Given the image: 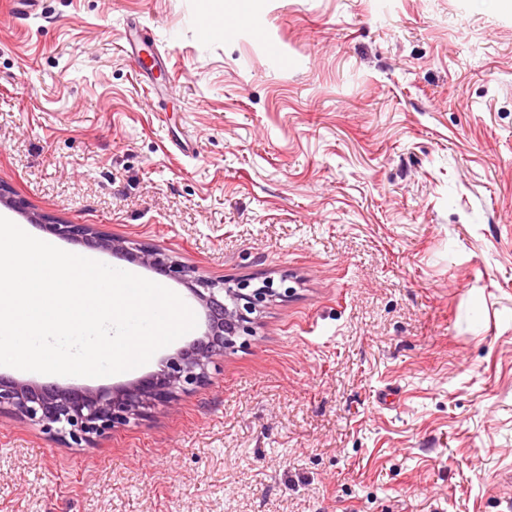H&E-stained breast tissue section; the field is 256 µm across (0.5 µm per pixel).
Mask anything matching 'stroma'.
Masks as SVG:
<instances>
[{
  "label": "stroma",
  "instance_id": "1",
  "mask_svg": "<svg viewBox=\"0 0 512 512\" xmlns=\"http://www.w3.org/2000/svg\"><path fill=\"white\" fill-rule=\"evenodd\" d=\"M254 16L0 0V216L290 291L92 444L0 414V512H512V5ZM242 28H248L255 34L262 33V24L249 14H241L225 21L221 25L220 32L222 36L228 37L233 36Z\"/></svg>",
  "mask_w": 512,
  "mask_h": 512
}]
</instances>
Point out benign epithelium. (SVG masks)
I'll list each match as a JSON object with an SVG mask.
<instances>
[{
    "label": "benign epithelium",
    "mask_w": 512,
    "mask_h": 512,
    "mask_svg": "<svg viewBox=\"0 0 512 512\" xmlns=\"http://www.w3.org/2000/svg\"><path fill=\"white\" fill-rule=\"evenodd\" d=\"M45 228L61 239L120 255L186 284L205 315L201 336L163 358L156 371L110 389L64 388L0 375V412L8 410L72 445L89 444L146 416L156 405L172 403L178 393L202 385L209 364L249 334L251 314L282 296L271 280L252 284L205 277L166 253L112 237L93 224H47Z\"/></svg>",
    "instance_id": "1"
}]
</instances>
